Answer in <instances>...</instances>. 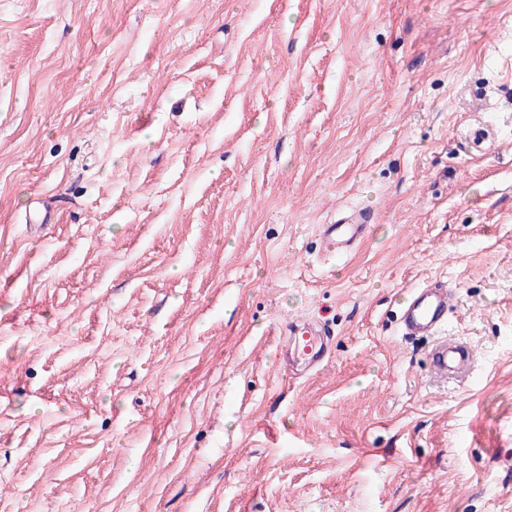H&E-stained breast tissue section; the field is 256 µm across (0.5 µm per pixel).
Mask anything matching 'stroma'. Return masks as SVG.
Instances as JSON below:
<instances>
[{
    "mask_svg": "<svg viewBox=\"0 0 512 512\" xmlns=\"http://www.w3.org/2000/svg\"><path fill=\"white\" fill-rule=\"evenodd\" d=\"M508 55L512 0H0V512H512ZM374 211L355 208L344 213L331 224L320 225V236L326 248L336 253H347L357 246L374 220ZM456 286L446 282H425L407 293L401 307L404 336H437L448 327L450 314L459 301ZM281 350L313 372L329 361L334 354L333 334L330 328L321 324H309L303 320L288 322L278 329ZM471 353L465 344L456 339L437 341L431 350L433 370L444 377L466 369L471 362Z\"/></svg>",
    "mask_w": 512,
    "mask_h": 512,
    "instance_id": "35a3bbf8",
    "label": "stroma"
}]
</instances>
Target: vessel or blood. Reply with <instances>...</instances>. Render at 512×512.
<instances>
[{
  "label": "vessel or blood",
  "instance_id": "obj_1",
  "mask_svg": "<svg viewBox=\"0 0 512 512\" xmlns=\"http://www.w3.org/2000/svg\"><path fill=\"white\" fill-rule=\"evenodd\" d=\"M373 220V210L355 208L333 223L321 225L320 236L330 252L346 253L364 239ZM458 301L456 286L429 281L409 291L401 308L405 335L434 338L431 365L437 374L444 377L466 369L471 362V353L465 344L439 337L440 332L447 328L449 316ZM278 336L279 346L286 350L289 358L303 363L312 372L334 354L333 334L325 325L295 320L279 328Z\"/></svg>",
  "mask_w": 512,
  "mask_h": 512
}]
</instances>
